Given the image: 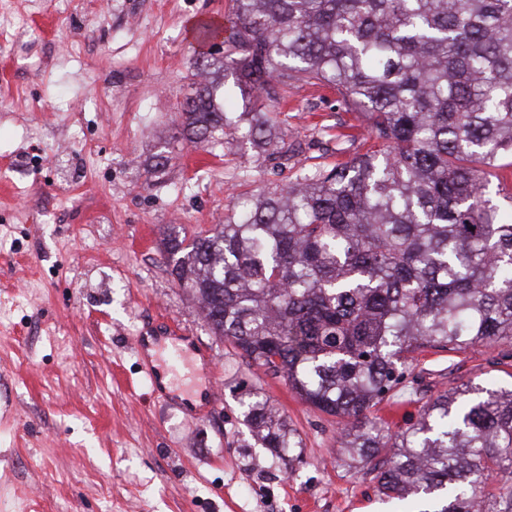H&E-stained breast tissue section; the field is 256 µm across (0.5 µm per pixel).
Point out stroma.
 <instances>
[{
	"instance_id": "1",
	"label": "stroma",
	"mask_w": 512,
	"mask_h": 512,
	"mask_svg": "<svg viewBox=\"0 0 512 512\" xmlns=\"http://www.w3.org/2000/svg\"><path fill=\"white\" fill-rule=\"evenodd\" d=\"M231 0H0V512H395L348 468L334 417L303 403L209 330L162 240L234 220L237 200L366 152L335 89L296 82L279 106L240 92L225 111L277 108L287 157L243 139L163 171L176 102L194 80L197 19ZM189 336L180 389L153 391L140 336ZM66 337L69 351L58 339ZM418 394L383 402L402 426L452 384L512 385L496 345L428 351ZM258 391L303 441L292 476L237 408Z\"/></svg>"
}]
</instances>
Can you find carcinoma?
Here are the masks:
<instances>
[{
	"label": "carcinoma",
	"instance_id": "carcinoma-1",
	"mask_svg": "<svg viewBox=\"0 0 512 512\" xmlns=\"http://www.w3.org/2000/svg\"><path fill=\"white\" fill-rule=\"evenodd\" d=\"M224 53L177 102L183 139L224 144L222 104L333 87L375 148L259 191L237 220L163 240L172 274L211 332L305 403L338 419L344 453L380 495L418 512H512V387L462 383L394 431L377 406L405 388L413 354L512 348V0H233ZM273 146L274 113L243 112ZM265 448L301 462L296 430L267 397L240 399Z\"/></svg>",
	"mask_w": 512,
	"mask_h": 512
}]
</instances>
